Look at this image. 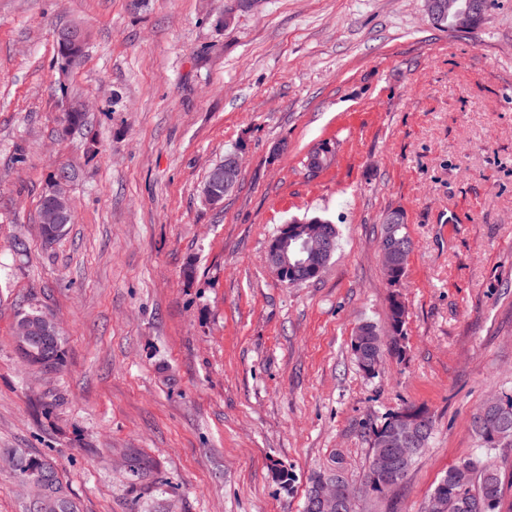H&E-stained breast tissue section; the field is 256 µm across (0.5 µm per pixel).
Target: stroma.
I'll list each match as a JSON object with an SVG mask.
<instances>
[{"label": "stroma", "instance_id": "obj_1", "mask_svg": "<svg viewBox=\"0 0 512 512\" xmlns=\"http://www.w3.org/2000/svg\"><path fill=\"white\" fill-rule=\"evenodd\" d=\"M231 4L0 0V512L29 495L12 449L54 458L82 512H303L332 456L361 484L370 428L409 405L434 420L424 453L354 507L422 512L480 454L484 402L512 396V0L458 32L425 0H265L217 24ZM71 24L88 49L62 74ZM74 99L88 124L65 136ZM325 141L333 162L310 173ZM239 146L237 184L208 205L210 168ZM67 164L75 220L47 246L39 203ZM395 208L412 240L403 352L369 377L350 338L389 330ZM315 216L337 252L283 284L269 243ZM29 308L63 328L56 371L18 353ZM127 451L157 461L153 482L130 484Z\"/></svg>", "mask_w": 512, "mask_h": 512}]
</instances>
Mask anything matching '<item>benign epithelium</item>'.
Listing matches in <instances>:
<instances>
[{"mask_svg":"<svg viewBox=\"0 0 512 512\" xmlns=\"http://www.w3.org/2000/svg\"><path fill=\"white\" fill-rule=\"evenodd\" d=\"M262 0H237L235 7L224 9L219 19L224 27H231L236 19L237 11L246 8L256 10ZM478 0H427L430 18L438 15L448 16V26L462 30L473 26L478 13ZM241 172L240 152L232 154L221 169L210 172V179L204 186V197L212 205L220 204L218 196L219 180H224V190H229L233 182L224 179V173ZM69 179L57 175L55 180L56 197L52 205L40 210L38 214L41 224H60L66 212L71 209L72 202L68 193ZM299 242L302 245L304 260L297 265H282L275 261V254L283 242ZM334 247V238L317 225L291 222L282 226L277 240L269 245L266 263L278 280L288 284L301 275H320L325 268L326 256ZM56 326V322L48 320L25 319L15 325V341L24 362L45 371L51 369L40 351L32 347L34 339ZM409 410H400L388 420L382 438V450L376 459L374 478L376 486L385 493H391L404 476V468L415 451L420 437V423ZM311 497L318 512H343V508L351 502V493L347 482L339 473H330L317 478L311 487Z\"/></svg>","mask_w":512,"mask_h":512,"instance_id":"7a95c632","label":"benign epithelium"}]
</instances>
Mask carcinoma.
<instances>
[{"instance_id":"cac0c4a2","label":"carcinoma","mask_w":512,"mask_h":512,"mask_svg":"<svg viewBox=\"0 0 512 512\" xmlns=\"http://www.w3.org/2000/svg\"><path fill=\"white\" fill-rule=\"evenodd\" d=\"M85 39H71L64 43H57V60L62 63L68 61L72 64L78 62L84 54ZM86 123V113L82 112L78 105H72V111L63 115V126L66 131L79 129ZM74 212H69L65 221L55 228L49 229L40 226L43 243L51 245L58 241L66 232L67 226L73 223ZM382 238L389 235L404 241L406 247H411V239L406 230V224H390L383 220ZM410 251L400 253L402 265L399 267H384L385 276L390 286H395L397 280L406 275L408 256ZM406 308L400 298L391 295L388 309L389 329L394 336L404 335ZM43 350L52 359V366L57 368L64 363V348L60 333H55V338L42 344ZM496 417L500 421V431L496 438H492L481 424L482 416ZM474 427L485 453L481 456L462 460V463L470 466L471 474L469 484L458 490L451 483V472H446L433 488V492L442 495L445 509L443 512H460V500L469 502L470 509L466 512H500V505L504 493L502 470L499 463L491 456L490 451L503 445L512 446V398L502 402L490 399L480 408L474 418ZM13 472L19 479L29 476V473L48 472L52 477L51 502L44 507V512H78L77 504L69 486L63 482L57 467L42 456L31 455L24 451H16L11 454ZM131 483L142 484L149 481L154 474L153 461L141 452L128 454Z\"/></svg>"}]
</instances>
